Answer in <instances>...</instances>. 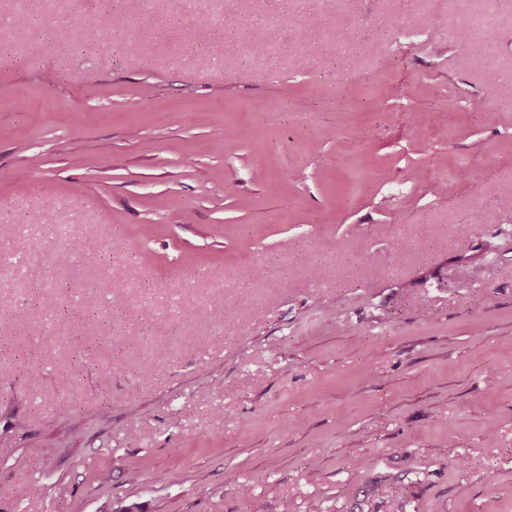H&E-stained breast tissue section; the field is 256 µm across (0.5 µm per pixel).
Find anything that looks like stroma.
I'll return each instance as SVG.
<instances>
[{
	"label": "stroma",
	"mask_w": 512,
	"mask_h": 512,
	"mask_svg": "<svg viewBox=\"0 0 512 512\" xmlns=\"http://www.w3.org/2000/svg\"><path fill=\"white\" fill-rule=\"evenodd\" d=\"M471 8L484 110L460 0H0V512H512Z\"/></svg>",
	"instance_id": "35a3bbf8"
}]
</instances>
